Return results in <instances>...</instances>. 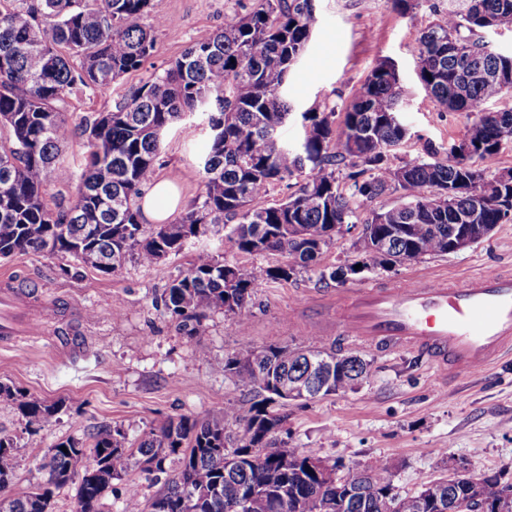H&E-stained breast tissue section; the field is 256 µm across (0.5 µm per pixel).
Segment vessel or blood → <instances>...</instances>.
<instances>
[{
	"instance_id": "vessel-or-blood-1",
	"label": "vessel or blood",
	"mask_w": 512,
	"mask_h": 512,
	"mask_svg": "<svg viewBox=\"0 0 512 512\" xmlns=\"http://www.w3.org/2000/svg\"><path fill=\"white\" fill-rule=\"evenodd\" d=\"M340 308L337 335L385 354L417 351L442 372L477 374L512 352V275L368 288ZM44 325L28 292L0 279V341L39 335Z\"/></svg>"
}]
</instances>
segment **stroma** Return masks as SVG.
<instances>
[{"label": "stroma", "mask_w": 512, "mask_h": 512, "mask_svg": "<svg viewBox=\"0 0 512 512\" xmlns=\"http://www.w3.org/2000/svg\"><path fill=\"white\" fill-rule=\"evenodd\" d=\"M255 0H153L154 15L170 30L156 33L152 57L124 75L103 97L73 99L68 119L78 125L91 112L111 109L123 95L167 67L197 36L220 30L225 15L251 9ZM317 22L306 55L289 74L286 95L292 115L281 138L296 146L301 114L314 109L343 114L379 60L394 61L407 104L399 118L407 136L396 149L404 161L426 158L427 148L446 154L466 133L464 113L438 106L418 79L415 39L448 9V0H420L399 14L392 0H314ZM207 131L178 122L162 137L158 177L171 181L180 207L203 190L198 157ZM394 192L355 202L357 224L336 235L316 262L288 281L260 280L252 298L247 331L223 312L210 313L206 334L188 339L163 306L168 285L185 271L197 246L229 262L257 270L280 264L281 256L239 253L228 229L211 225L199 244H188L152 266L127 263L104 276L72 257L17 254L0 260V276L42 292L53 313L46 335L14 346L0 345V383L61 409L50 425L30 433L11 399L0 396V435L16 445L14 494L43 479L38 465L58 442L85 438L119 426L139 443L165 417L204 419L233 407H249V392L216 366L225 358L271 345L340 347L371 365L372 376L346 393L278 405L286 415L284 440L308 455L339 460L344 471L376 461L393 468L400 493H413L449 463L464 462L476 473L512 472V355L475 375L441 379L414 352L381 354L336 334L337 296L362 288H391L409 281L463 279L471 274L512 271V221L496 225L464 251L427 257L391 269L362 271L346 284L320 279L318 272L360 262L362 223L373 212L397 204ZM100 512H123L135 494L150 502L163 482L133 456L126 476L114 481Z\"/></svg>", "instance_id": "1"}]
</instances>
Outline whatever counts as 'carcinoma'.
Returning <instances> with one entry per match:
<instances>
[{
	"mask_svg": "<svg viewBox=\"0 0 512 512\" xmlns=\"http://www.w3.org/2000/svg\"><path fill=\"white\" fill-rule=\"evenodd\" d=\"M152 0H0V257L19 253L69 255L110 275L127 262L149 266L181 252L212 224L231 225L229 238L247 255L295 259L259 273L252 265L226 262L208 249L166 290L164 306L187 338L205 335L211 312L233 316L239 327L252 317L250 302L261 276L291 279L319 256L338 224L357 219L350 199L400 193L397 205L372 215L362 228L361 265L387 269L397 255L417 258L449 253L459 215L477 213L480 224L512 220V180L496 167L501 145L512 141V108L486 103L512 91L500 80L512 73V54L489 49L478 32L512 16V0H456L417 40L419 79L440 107L467 115L464 139L470 154L451 146L440 158L402 161L392 154L406 136L399 122V75L381 61L353 97L341 122L334 112L302 113L300 148L280 137L290 106L283 95L288 75L305 55L316 23L313 0H258L245 13L224 17V28L193 40L162 72L124 95L107 111L82 117L86 167L80 176L59 159L71 136L70 100L104 94L122 76L143 68L155 49ZM471 49L469 66L485 77L467 83L454 44ZM197 117L209 130L200 157L204 190L170 224L146 229L136 199L162 165V132ZM353 171L340 184L345 162ZM309 169L299 190L269 207L250 206L269 187ZM75 185L68 200L46 203L50 181ZM454 207H448V192ZM398 224L410 229L382 250L378 241ZM334 360L327 375L310 369L307 354ZM216 370L256 397L205 420L168 417L132 450L119 428L104 429L92 443L68 438L50 449L39 467L44 479L33 490L9 493L17 466L11 438L0 436V512H51L56 490L78 483L75 512H100L112 482L124 477L134 453L148 472L166 475L167 512H379L393 475L383 463L360 480L362 499L347 503V485H326L308 456L279 439L286 416L269 410L277 382L304 378L310 398L354 389L371 376L370 363L336 348L270 346L248 363L227 357ZM18 401L28 425L42 427L60 410L0 383V395ZM67 451H62L61 447ZM178 468L169 474L166 462ZM504 487L488 479L482 503Z\"/></svg>",
	"mask_w": 512,
	"mask_h": 512,
	"instance_id": "obj_1",
	"label": "carcinoma"
}]
</instances>
